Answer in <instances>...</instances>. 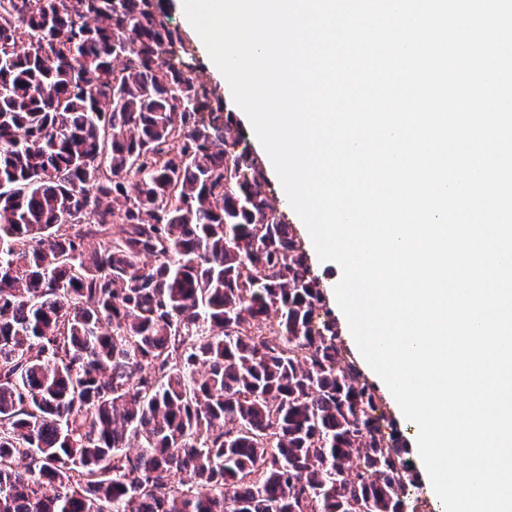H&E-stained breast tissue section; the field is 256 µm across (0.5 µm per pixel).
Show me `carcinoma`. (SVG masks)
I'll return each mask as SVG.
<instances>
[{
    "mask_svg": "<svg viewBox=\"0 0 512 512\" xmlns=\"http://www.w3.org/2000/svg\"><path fill=\"white\" fill-rule=\"evenodd\" d=\"M195 52L161 0H0V512H420Z\"/></svg>",
    "mask_w": 512,
    "mask_h": 512,
    "instance_id": "cac0c4a2",
    "label": "carcinoma"
}]
</instances>
